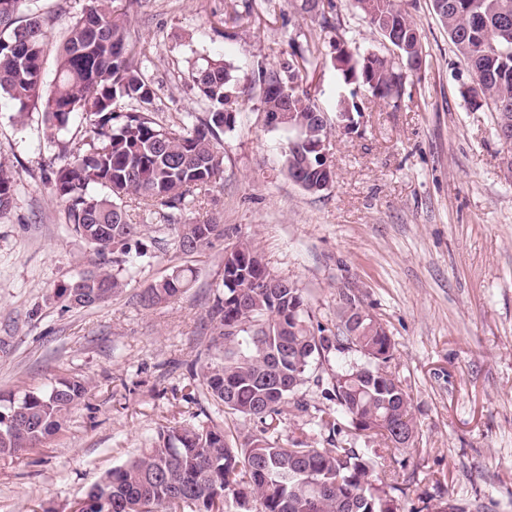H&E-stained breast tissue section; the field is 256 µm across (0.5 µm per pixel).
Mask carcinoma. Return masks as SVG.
<instances>
[{"mask_svg":"<svg viewBox=\"0 0 512 512\" xmlns=\"http://www.w3.org/2000/svg\"><path fill=\"white\" fill-rule=\"evenodd\" d=\"M115 0H90L85 13L68 26L57 54L53 89L43 94V61L49 32L44 19L17 14L25 0H0V98L22 118L40 112L48 143L69 130L74 115L89 126L86 148L52 171L51 190L64 206L68 228L112 265L121 267L148 256L142 224L157 220L177 231L178 248L195 253L224 225L211 218L192 224L183 213L219 173L220 133L236 123L230 66L208 58L192 66L188 78L206 116L165 125L156 118V92L144 61L130 46L126 13ZM350 6L394 52L345 47V28L335 0L322 15L321 32L337 55L331 57L346 86H362L387 105L401 99L405 82L422 77L429 60L419 28L404 0H349ZM448 39L464 59L472 86L463 98L475 110L496 115L497 133L512 144V42H499L502 21L512 26V0H432ZM288 59L270 68L256 62L252 81L259 88L260 112L268 119L284 113L273 129L287 135L283 171L310 193L333 182L334 171L321 168L315 146L325 138L327 119L304 76L324 64L322 45L297 33L289 38ZM17 189L15 173L0 164V214ZM138 200L142 223L131 222L125 202ZM237 272L222 281L210 313L211 345L200 366V386L224 415L260 424V434L239 443L217 425L165 426L157 438L124 465L107 472L87 493L91 512H224L228 496L247 508L253 498L260 512H400L396 494L405 489L379 482L384 463L411 443L416 432L410 397L402 381L379 363L392 359L391 337L367 320L350 337L345 324L352 306L343 295L336 329L322 324L295 284L269 288L277 280L248 241L228 250ZM196 278L192 267H177L141 295L147 307L170 301ZM128 286L121 271L86 270L61 284L57 299L80 308L108 302ZM340 359L323 378V406L313 425L327 434V448H315L308 434L279 441L283 409L308 412L300 395L314 367ZM89 392L88 381L61 377L47 389L31 390L0 405V459L13 458L62 431L72 409ZM367 430L382 437L380 448H358ZM413 512H465L449 501L428 499Z\"/></svg>","mask_w":512,"mask_h":512,"instance_id":"1","label":"carcinoma"}]
</instances>
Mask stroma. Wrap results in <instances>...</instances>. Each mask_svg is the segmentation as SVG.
Returning <instances> with one entry per match:
<instances>
[{
	"mask_svg": "<svg viewBox=\"0 0 512 512\" xmlns=\"http://www.w3.org/2000/svg\"><path fill=\"white\" fill-rule=\"evenodd\" d=\"M88 0H33L50 31L46 79L66 25ZM130 44L147 61L156 116L180 123L203 107L188 69L200 57L231 67L236 124L223 135V163L210 191L184 219L215 217L224 235L183 254L172 227L151 224L128 287L107 303L76 309L56 301L59 284L98 266L68 231L46 180L83 146L74 121L49 146L41 115L17 118L0 99V163L18 187L0 215V396L21 397L57 378L89 380L67 427L44 447L0 459V512H73L114 467L177 422L214 423L243 437L257 423L226 419L204 394L186 402L191 367L211 334L209 312L224 277V252L252 242L269 271L302 289L313 314L336 320L342 294L379 318L395 343L391 368L411 397L417 434L399 457L401 507L440 496L466 512H512V157L492 113L467 107L464 62L431 7L407 0L430 55L424 78H408L398 107L359 93L354 129L331 128L336 176L311 194L282 171L287 139L260 118L251 82L256 60L277 65L288 35L321 34L297 0H273L252 17L242 0H116ZM196 279L152 308L139 295L174 267Z\"/></svg>",
	"mask_w": 512,
	"mask_h": 512,
	"instance_id": "obj_1",
	"label": "stroma"
}]
</instances>
